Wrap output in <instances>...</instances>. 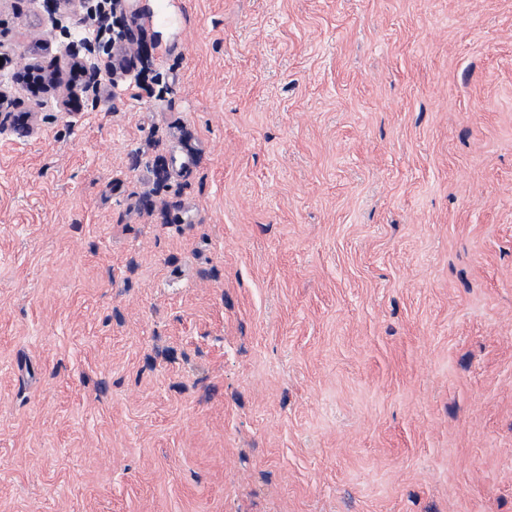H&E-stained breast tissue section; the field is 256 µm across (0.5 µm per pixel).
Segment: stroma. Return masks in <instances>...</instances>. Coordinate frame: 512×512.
<instances>
[{
  "instance_id": "obj_1",
  "label": "stroma",
  "mask_w": 512,
  "mask_h": 512,
  "mask_svg": "<svg viewBox=\"0 0 512 512\" xmlns=\"http://www.w3.org/2000/svg\"><path fill=\"white\" fill-rule=\"evenodd\" d=\"M167 6L0 0V512H512V0ZM66 38L72 39L69 33H65ZM103 35L99 30H94L87 36L73 38L70 40L65 48L64 55L70 64L71 69H78L83 76V93L95 92L97 86L100 84V77L102 70L98 63L89 62L90 56H95L96 60L100 57L101 51L105 50L106 45L103 43ZM40 82L49 90L55 91L61 98L62 104L67 106L70 97L73 95V85L62 69L56 68L43 71Z\"/></svg>"
}]
</instances>
